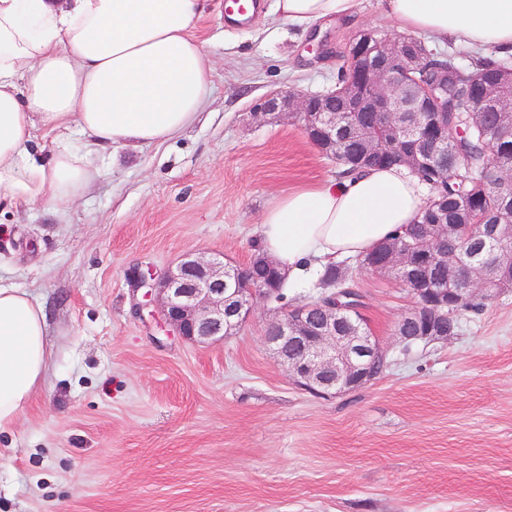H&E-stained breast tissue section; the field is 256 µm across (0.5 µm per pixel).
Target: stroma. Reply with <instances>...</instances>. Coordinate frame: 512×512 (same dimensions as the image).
Wrapping results in <instances>:
<instances>
[{"mask_svg": "<svg viewBox=\"0 0 512 512\" xmlns=\"http://www.w3.org/2000/svg\"><path fill=\"white\" fill-rule=\"evenodd\" d=\"M364 27L395 33L379 0L316 35L282 24L275 0L245 26L211 0L196 29L213 66L197 120L108 153L68 205L0 218V284L45 306L53 352L0 432V512H512V289L406 351L394 334L411 295L354 270L390 365L318 396L264 342L274 304L201 347L138 311L128 281L187 251L247 264L273 195L335 178L298 118L259 120L253 106L334 88L336 58ZM320 35L336 57L318 58Z\"/></svg>", "mask_w": 512, "mask_h": 512, "instance_id": "1", "label": "stroma"}]
</instances>
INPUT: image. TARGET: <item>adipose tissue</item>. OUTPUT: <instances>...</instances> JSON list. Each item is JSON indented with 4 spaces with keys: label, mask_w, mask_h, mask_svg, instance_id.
<instances>
[{
    "label": "adipose tissue",
    "mask_w": 512,
    "mask_h": 512,
    "mask_svg": "<svg viewBox=\"0 0 512 512\" xmlns=\"http://www.w3.org/2000/svg\"><path fill=\"white\" fill-rule=\"evenodd\" d=\"M384 17L418 37L512 55V0H380ZM357 0H276L304 30L350 19ZM205 0H0V215L63 206L100 175L115 145L162 144L191 125L210 87L195 30ZM77 131L81 146L66 138ZM52 135L51 153L41 147ZM428 198L400 166L308 183L269 200L258 247L285 283L303 288L324 267L366 254L413 223ZM41 303L0 286V431L41 388L52 351Z\"/></svg>",
    "instance_id": "adipose-tissue-1"
}]
</instances>
